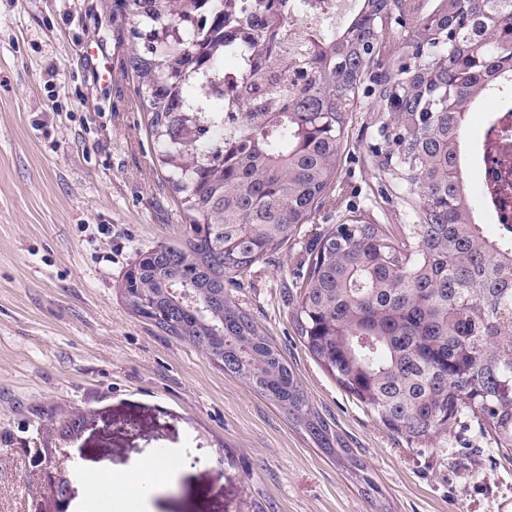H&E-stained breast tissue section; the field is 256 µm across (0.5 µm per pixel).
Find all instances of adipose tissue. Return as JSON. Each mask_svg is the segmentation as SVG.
<instances>
[{"label": "adipose tissue", "instance_id": "1", "mask_svg": "<svg viewBox=\"0 0 512 512\" xmlns=\"http://www.w3.org/2000/svg\"><path fill=\"white\" fill-rule=\"evenodd\" d=\"M174 456H154L124 472L95 468L82 476L92 512H143L147 497L177 469Z\"/></svg>", "mask_w": 512, "mask_h": 512}]
</instances>
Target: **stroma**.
<instances>
[{
    "label": "stroma",
    "mask_w": 512,
    "mask_h": 512,
    "mask_svg": "<svg viewBox=\"0 0 512 512\" xmlns=\"http://www.w3.org/2000/svg\"><path fill=\"white\" fill-rule=\"evenodd\" d=\"M106 58L111 81L95 61ZM361 97L317 224H395ZM184 241L112 0H0V512H53L54 484L152 455L181 464L148 512H372L347 466L118 288L139 253ZM306 255L259 263L235 299L368 467L387 512H512V459L475 422L423 443L387 429L305 349L287 290Z\"/></svg>",
    "instance_id": "35a3bbf8"
}]
</instances>
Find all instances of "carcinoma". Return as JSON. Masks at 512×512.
Segmentation results:
<instances>
[{
    "label": "carcinoma",
    "instance_id": "cac0c4a2",
    "mask_svg": "<svg viewBox=\"0 0 512 512\" xmlns=\"http://www.w3.org/2000/svg\"><path fill=\"white\" fill-rule=\"evenodd\" d=\"M409 9L358 0L341 28L299 39L307 77L298 83L282 48L288 0L112 3L185 219L182 246L140 253L125 302L141 317L133 297L150 302L157 327L360 472L231 287L312 223L368 78L382 112L373 161L403 217L310 229L292 322L309 354L392 432L424 441L470 417L512 450V237L475 221L458 173L466 113L512 71V0H439L374 74L386 24ZM226 52L242 61L228 121L210 99Z\"/></svg>",
    "mask_w": 512,
    "mask_h": 512
}]
</instances>
